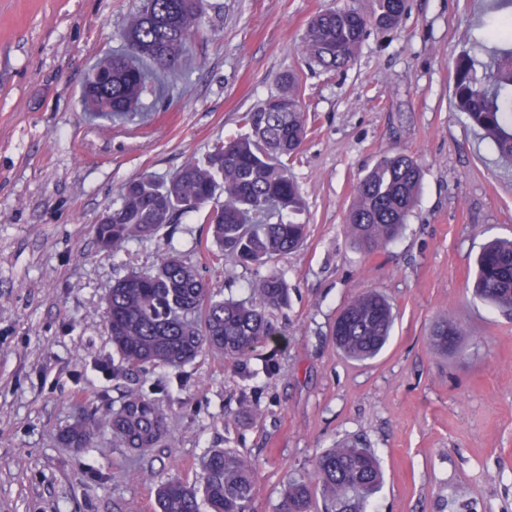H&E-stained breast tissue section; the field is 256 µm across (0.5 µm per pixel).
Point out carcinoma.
I'll return each instance as SVG.
<instances>
[{"instance_id":"obj_1","label":"carcinoma","mask_w":512,"mask_h":512,"mask_svg":"<svg viewBox=\"0 0 512 512\" xmlns=\"http://www.w3.org/2000/svg\"><path fill=\"white\" fill-rule=\"evenodd\" d=\"M498 29H484L474 43L487 61L477 71L467 53L455 64L454 96L473 126L490 138L499 154L512 160V0H490ZM408 9V0H372L356 7L325 10L307 23L301 47L308 63L332 71L354 59L372 29H391ZM201 0H146L128 24L125 50L99 62L88 76L82 99L88 110L124 119L137 114L151 93L165 99L182 68V51L201 26ZM283 89L242 115L248 133L216 142L204 158L184 164L168 179L138 178L122 188L112 223L93 225L98 244L116 248L130 240L154 238L177 213H196L213 229L225 255L247 264L267 265L300 248L307 225L284 220L302 204L298 184L284 159L295 155L306 135V116L296 77H282ZM421 172L412 156H382L358 180L346 224L360 249L372 253L402 233L420 191ZM475 292L487 304L512 313V240L485 244L475 260ZM249 300L215 299L198 270L163 251L149 273L133 272L115 282L106 299L107 328L117 359L112 379L147 367L180 368L205 351L240 361L276 334L268 312L288 301V284L275 270L252 288ZM392 307L367 291L347 302L331 328L336 347L365 360L386 344ZM458 324L439 320L429 336L438 353L456 348ZM159 388L131 392L119 409L96 408L61 436L81 450L106 428L127 448L154 447L165 432L155 394ZM199 480L172 475L157 489L156 512H247L258 464L230 448H214L200 461ZM383 475L372 449L345 442L317 454L311 470L290 478L282 512H368Z\"/></svg>"}]
</instances>
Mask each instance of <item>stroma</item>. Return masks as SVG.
Instances as JSON below:
<instances>
[{"mask_svg":"<svg viewBox=\"0 0 512 512\" xmlns=\"http://www.w3.org/2000/svg\"><path fill=\"white\" fill-rule=\"evenodd\" d=\"M350 4L370 0H203L167 100L145 97L133 119L109 120L84 112L81 88L99 59L122 52L144 0H0V512H155L170 461L192 482L214 448L258 460L248 512H279L289 477L345 440L380 460L373 512H512V314L472 290L482 245L512 238V166L453 94L456 59H484L473 34L497 20L486 0H409L348 69L309 66L299 52L309 19ZM288 72L307 119L288 162L309 229L300 250L270 268L215 260L195 213L156 238L99 248L92 226L126 182L169 178L243 133L242 114ZM393 152L416 160L422 190L402 235L369 254L345 217L358 179ZM161 251L220 299L249 297L276 269L289 288L270 314L278 336L238 362L209 353L149 369L167 427L156 447L125 448L104 430L73 452L61 435L82 411L119 407L135 387L107 368L106 297ZM370 290L389 299L395 324L375 358L356 362L331 327ZM444 316L463 338L442 355L428 337Z\"/></svg>","mask_w":512,"mask_h":512,"instance_id":"1","label":"stroma"}]
</instances>
